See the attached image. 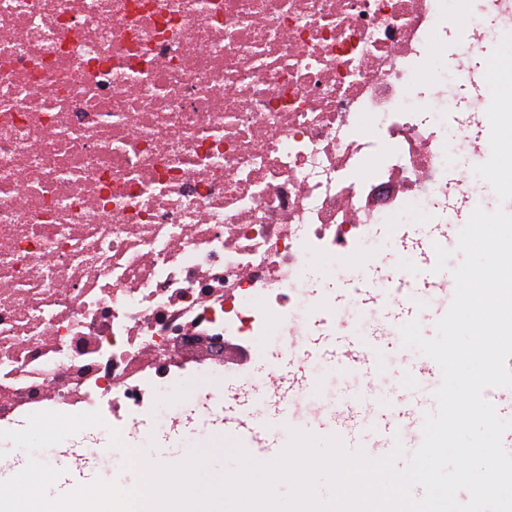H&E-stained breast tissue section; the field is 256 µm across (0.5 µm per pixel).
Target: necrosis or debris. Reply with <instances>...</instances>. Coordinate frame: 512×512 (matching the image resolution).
Listing matches in <instances>:
<instances>
[{"mask_svg": "<svg viewBox=\"0 0 512 512\" xmlns=\"http://www.w3.org/2000/svg\"><path fill=\"white\" fill-rule=\"evenodd\" d=\"M0 0V430L99 412L132 467L143 417L206 421L271 332L407 210L444 224L490 157L470 62L512 0ZM463 118L449 128L443 115Z\"/></svg>", "mask_w": 512, "mask_h": 512, "instance_id": "necrosis-or-debris-1", "label": "necrosis or debris"}]
</instances>
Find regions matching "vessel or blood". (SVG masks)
<instances>
[{
	"label": "vessel or blood",
	"mask_w": 512,
	"mask_h": 512,
	"mask_svg": "<svg viewBox=\"0 0 512 512\" xmlns=\"http://www.w3.org/2000/svg\"><path fill=\"white\" fill-rule=\"evenodd\" d=\"M349 299L358 310L380 312L384 328L348 335L330 328L328 319H316L308 336L290 352L288 361L268 367L269 372L288 376L290 383L270 392L265 401L267 430H259L252 422L248 401L225 405L224 415L215 427L235 439L250 457L267 461L278 457L288 446L289 431L304 415L298 390L303 387L315 391L318 380L311 371L324 364L336 368L341 377L360 379L362 387L335 409L314 416L308 426L310 432L338 438L348 452L361 451L372 459L390 453L396 442L421 441L424 417L418 405L399 407L390 401H374L367 390L378 378L390 335L416 319L423 306L441 305L438 289L423 276L409 296L397 298L378 294L373 283L352 279L332 301L341 308Z\"/></svg>",
	"instance_id": "1"
}]
</instances>
